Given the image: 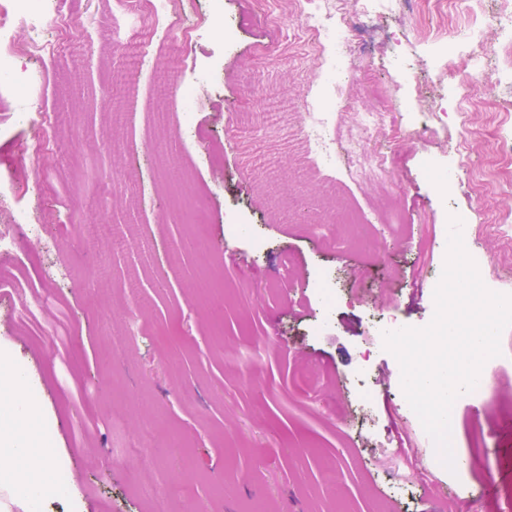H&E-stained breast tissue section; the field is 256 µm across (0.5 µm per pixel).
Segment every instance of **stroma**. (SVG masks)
<instances>
[{
  "label": "stroma",
  "instance_id": "obj_1",
  "mask_svg": "<svg viewBox=\"0 0 512 512\" xmlns=\"http://www.w3.org/2000/svg\"><path fill=\"white\" fill-rule=\"evenodd\" d=\"M223 2L234 47L203 23L196 53L198 65L222 66L210 98L194 107L208 141L181 132L164 70L128 86L112 34L90 24L106 0H84L47 95L31 106L56 114L46 172L19 153L35 127L0 136V180L17 183L19 205L59 244L46 254L22 234L0 255L11 287L0 295V367L24 378L37 406L30 422L54 438L55 483L38 497L41 512H149L154 493L171 512H468L461 489L481 497L492 478L512 487V327L485 399L453 404L462 475L433 452H414L411 463L430 472L419 487L392 455L413 444L420 420L401 410L400 367L381 327L431 321L453 214L486 259L482 281L512 294V156L499 146L512 135V83L499 80L512 58L488 38L496 93L478 84L462 99L417 57L431 50L458 61L450 33L471 19L461 0H415L403 17L365 24L345 93L351 111H386L405 131L377 148L394 171L406 231L373 213L372 188L287 159L269 193L306 195L313 218L291 223L246 173L231 115L251 109L258 92L295 97L304 88L287 61L267 73L254 67L267 47L284 48L286 32L267 26L254 0ZM396 58L415 65L417 81L394 85ZM424 123L436 135L419 134ZM212 142L224 148L223 167L199 163ZM451 173L475 195L446 192ZM329 179L339 182L337 207L363 223L335 224L319 210ZM322 282L338 288L333 306ZM25 289L41 299L26 315ZM50 330L52 348L42 340ZM359 384L368 403L357 399Z\"/></svg>",
  "mask_w": 512,
  "mask_h": 512
}]
</instances>
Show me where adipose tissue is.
Listing matches in <instances>:
<instances>
[{"label":"adipose tissue","instance_id":"ef3b65f1","mask_svg":"<svg viewBox=\"0 0 512 512\" xmlns=\"http://www.w3.org/2000/svg\"><path fill=\"white\" fill-rule=\"evenodd\" d=\"M19 386L17 374H0V410L9 412L14 421L9 435L0 442V488L10 491L22 486L40 492L49 467L42 463L43 452L25 423L28 409L15 394Z\"/></svg>","mask_w":512,"mask_h":512}]
</instances>
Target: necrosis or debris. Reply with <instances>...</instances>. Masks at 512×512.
<instances>
[{
    "mask_svg": "<svg viewBox=\"0 0 512 512\" xmlns=\"http://www.w3.org/2000/svg\"><path fill=\"white\" fill-rule=\"evenodd\" d=\"M111 2L110 11L96 16L95 22L119 31L114 53L123 64L125 78L137 84L158 62L183 74L176 87L181 102L180 128L197 134L193 106L211 89L218 71L214 65L199 69L196 63L197 27L189 19L198 12L197 0ZM407 2L290 0L291 14L298 20L293 33L315 53L323 81L300 106L287 95L261 93L262 124H255L250 113L236 114L235 139L247 147L252 173L269 179L284 158L293 157L302 164L316 158L331 165L343 164L349 180L368 184L385 198H392L395 184L388 159L370 148L371 142L391 133L382 112H359L351 125L341 129L336 119L346 108L341 89L352 77L356 26L384 14H403ZM71 20V0H0V110H10L18 125L38 121L40 136L48 143L57 138L53 113L34 114L26 108L44 89L47 76L45 71L29 69L25 60H53ZM269 129L280 131L276 142H268L265 132Z\"/></svg>",
    "mask_w": 512,
    "mask_h": 512,
    "instance_id": "obj_1",
    "label": "necrosis or debris"
}]
</instances>
